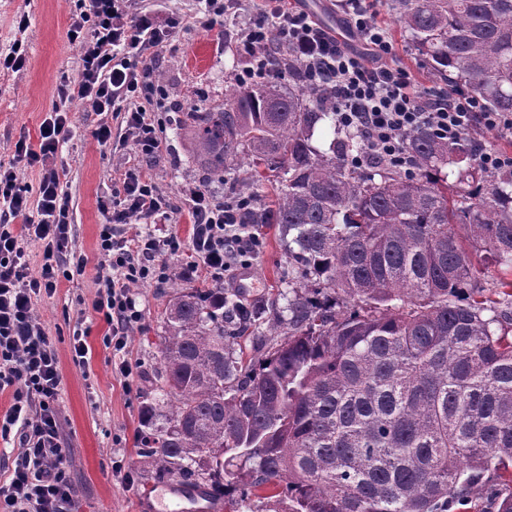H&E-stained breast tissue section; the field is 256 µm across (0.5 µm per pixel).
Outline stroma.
Returning <instances> with one entry per match:
<instances>
[{"instance_id": "35a3bbf8", "label": "stroma", "mask_w": 512, "mask_h": 512, "mask_svg": "<svg viewBox=\"0 0 512 512\" xmlns=\"http://www.w3.org/2000/svg\"><path fill=\"white\" fill-rule=\"evenodd\" d=\"M76 0H0V51L13 42L16 18L28 14V60L23 70L0 72V162H9L19 137L37 141L39 128L51 109L60 75L77 78L79 54L68 37ZM264 5L263 0H239L235 14L225 27H190L180 31L161 51L162 63L156 80L170 107L163 110L164 150L154 161L143 159L133 141L99 144L93 131L100 118L82 101H73V136L55 164L72 214L70 266L73 280L60 281L56 292L42 296L35 314L44 324L56 348L63 375L58 402L61 436L69 450L70 480L77 512H139V498L149 489L159 490L164 479L144 463L138 448L142 427L140 406L159 365V338L164 333L162 317L172 288H203V268L192 267L191 250H184L168 263L163 286L141 283L133 287L136 307L143 320L129 332L128 350L137 362L132 380L134 393H126L111 364V353L103 345L108 327L92 308L96 295V245L99 227L105 221L100 208L122 188L125 172L140 167L173 201H180L186 185L208 183L214 196L224 197L222 186L206 180L186 137L177 133L187 113L203 112L224 100L234 77L247 67L248 59L224 46L225 30L241 27ZM366 9L383 26L392 41L395 58L411 74L420 89L447 92V85L430 75L422 55L396 24L385 0H367ZM262 246L252 259L255 273L245 304H287L288 246L279 225L256 229ZM82 331L89 347V364L80 368L70 359L74 331ZM123 465L129 479L116 473Z\"/></svg>"}]
</instances>
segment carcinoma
Wrapping results in <instances>:
<instances>
[{
  "mask_svg": "<svg viewBox=\"0 0 512 512\" xmlns=\"http://www.w3.org/2000/svg\"><path fill=\"white\" fill-rule=\"evenodd\" d=\"M435 80L512 113V0H391ZM279 78L187 114L209 180L277 178L241 224H278L288 318L222 288H175L141 455L234 512H468L484 483L512 512V167L427 126L405 163L356 168L332 85L290 50ZM494 267L493 287L480 285Z\"/></svg>",
  "mask_w": 512,
  "mask_h": 512,
  "instance_id": "1",
  "label": "carcinoma"
}]
</instances>
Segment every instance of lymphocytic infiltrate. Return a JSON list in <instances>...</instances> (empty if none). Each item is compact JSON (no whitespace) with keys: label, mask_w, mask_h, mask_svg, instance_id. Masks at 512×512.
<instances>
[{"label":"lymphocytic infiltrate","mask_w":512,"mask_h":512,"mask_svg":"<svg viewBox=\"0 0 512 512\" xmlns=\"http://www.w3.org/2000/svg\"><path fill=\"white\" fill-rule=\"evenodd\" d=\"M265 2L264 10L232 37L251 60L239 84L270 75L271 41L289 47L312 77L334 84L338 124L354 128L362 138L359 164L403 159L405 134L421 125L451 142L470 138L480 128L512 135L511 113L479 111L477 101L460 92L428 98L416 90L409 73L393 62L389 42L368 19L361 0L338 3L349 31L368 47L367 60L307 11L287 7L286 0ZM230 9L229 0H204L192 16L162 20L141 0H81L68 30L80 48V76L74 81L60 76L38 142L17 140L12 161L0 163V391L12 393L0 417V437L17 434L22 448L9 475L0 479V512H72L73 507L69 453L57 408L62 376L49 333L34 311L38 298L72 277L71 220L54 163L71 136L70 104L81 100L95 112L120 116L142 156H159L164 138L158 111L166 100L155 78L159 51L187 23L211 28L223 24ZM21 163L37 169L36 193L18 184ZM183 203L193 224L187 242L174 233L127 236V225L165 222L174 209L138 170L127 171L121 191L102 205L107 219L98 234V289L92 307L108 326L106 342L123 377L133 373L128 331L143 318L133 285L164 283L167 258L188 247L212 286L220 288L261 248L258 234L237 222L234 205L217 201L204 184L186 186ZM30 242L43 249L35 275L29 272Z\"/></svg>","instance_id":"obj_1"}]
</instances>
